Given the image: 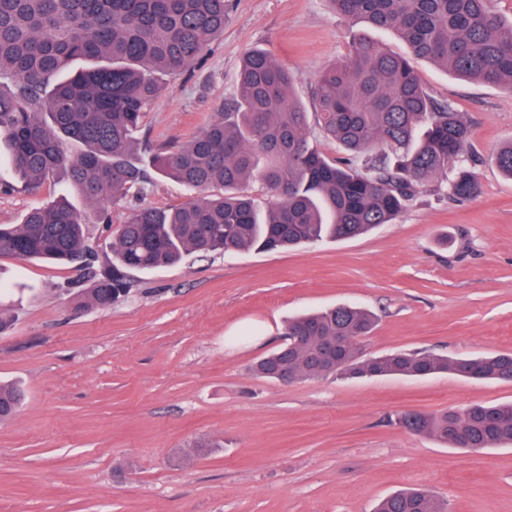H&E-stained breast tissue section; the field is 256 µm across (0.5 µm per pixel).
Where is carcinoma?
<instances>
[{
    "label": "carcinoma",
    "instance_id": "obj_1",
    "mask_svg": "<svg viewBox=\"0 0 512 512\" xmlns=\"http://www.w3.org/2000/svg\"><path fill=\"white\" fill-rule=\"evenodd\" d=\"M336 15L361 22L345 62L324 70L305 112L293 75L269 52L247 51L238 91L219 103L206 127L179 145L139 144L137 134L163 90L162 76L198 62L224 35L226 0H0V144L29 190L63 170L94 206L89 216L64 199L33 207L19 224H0V255L78 266L90 275L88 301L118 303L130 274L173 265L192 253L272 251L324 239H350L391 224L422 186L463 199L479 185L467 167L469 130L452 104L435 99L405 56L384 49L369 30L392 32L412 55L449 73L512 91V20L489 0H328ZM107 59L58 79L76 60ZM315 124L352 160L320 152ZM82 145L70 154L63 139ZM495 164L512 178V143ZM162 175L201 194L172 208L132 209L114 233L112 263L95 269L90 217L110 223L106 205L144 196ZM275 198L255 206L248 183ZM218 194L210 193L212 189ZM367 310L338 305L288 321L286 342L254 372L290 382L319 376L423 378L452 372L512 382V352L448 358L395 350L364 356L372 333ZM342 338L333 362L326 343ZM0 385V421L21 403ZM414 434L477 451L512 445V403H470L432 415L401 412ZM375 512H447L427 488L395 491Z\"/></svg>",
    "mask_w": 512,
    "mask_h": 512
}]
</instances>
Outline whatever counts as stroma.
<instances>
[{"label":"stroma","instance_id":"1","mask_svg":"<svg viewBox=\"0 0 512 512\" xmlns=\"http://www.w3.org/2000/svg\"><path fill=\"white\" fill-rule=\"evenodd\" d=\"M358 30L328 0H229L223 36L164 76L140 135L161 144L200 133L235 94L251 47L294 73L314 112L318 75L345 59ZM414 66L470 130L475 198L428 185L362 237L194 253L132 273L131 292L109 308L90 305L74 268L0 256V381L25 392L0 422V512H373L415 486L448 512H512V447L463 452L394 422L401 411L510 402L512 382L440 373L283 384L252 370L282 344L288 318L339 304L376 315L368 355L512 350V179L494 162L512 142V92ZM59 196L87 207L58 173L39 192L0 193V224ZM193 197L159 177L110 215L118 224L139 204Z\"/></svg>","mask_w":512,"mask_h":512}]
</instances>
